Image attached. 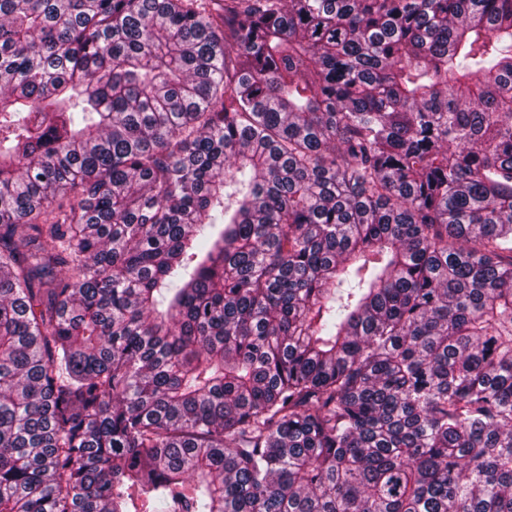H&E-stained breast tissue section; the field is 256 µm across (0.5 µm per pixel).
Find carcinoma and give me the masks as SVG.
<instances>
[{
	"label": "carcinoma",
	"instance_id": "1",
	"mask_svg": "<svg viewBox=\"0 0 512 512\" xmlns=\"http://www.w3.org/2000/svg\"><path fill=\"white\" fill-rule=\"evenodd\" d=\"M0 512H512V0H0Z\"/></svg>",
	"mask_w": 512,
	"mask_h": 512
}]
</instances>
